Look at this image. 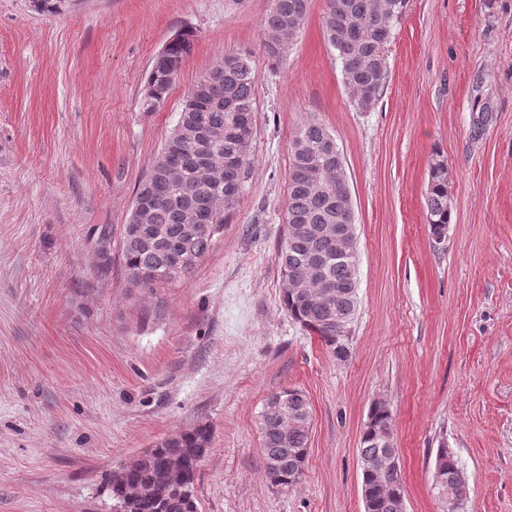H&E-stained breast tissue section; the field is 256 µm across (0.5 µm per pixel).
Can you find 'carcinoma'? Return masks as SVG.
Listing matches in <instances>:
<instances>
[{"label":"carcinoma","mask_w":512,"mask_h":512,"mask_svg":"<svg viewBox=\"0 0 512 512\" xmlns=\"http://www.w3.org/2000/svg\"><path fill=\"white\" fill-rule=\"evenodd\" d=\"M309 6L310 0H272L262 27L264 32L280 33L282 37L273 46L264 44L271 67L284 64L288 49L304 26ZM406 7L407 0H328L322 17L324 37L336 52L352 103L363 112L375 105L385 86V49ZM193 46L192 32L177 34L166 55L152 61L146 85L167 95L171 87L167 80L168 58L184 61ZM257 80L250 55L235 53L224 57L188 95L175 128L137 187L139 193L151 186L164 189L162 200L151 209L148 223L137 224L132 217L124 228L121 256L132 286H138L137 275L152 286L180 278L209 253L215 237L223 234L224 213L236 207L252 170ZM201 126L223 133L215 160L238 157L243 162L240 168L224 170V183L218 189L207 182L205 172L198 165L201 145L195 142V134ZM173 154L182 160V180L178 183L169 181L165 168ZM327 157L338 167L344 165V153L324 125L317 121L302 124L292 141L287 226L275 260L286 284L283 305L288 314L306 331L320 336L341 360L348 357L350 347L348 341L336 339V316L355 319L359 306L358 283L352 281L347 261L334 258L326 268V275L342 289L330 299L318 297L316 290L324 287V283L307 257L311 247L322 253L328 251V228L355 219L351 191L336 183L318 191L308 179L310 167ZM425 209L431 235L435 238L444 235L451 211L448 167L441 159L430 165ZM175 252L189 256L193 263L178 272L173 270ZM259 426L266 459L273 455L286 457L288 453L284 449L309 445L305 432L289 435L286 443H277L273 420L264 413L260 414ZM210 442L211 429L201 424L162 438L131 458L121 472L109 473L105 490L117 512H198L193 489ZM359 453L363 459L380 463L386 449L364 434ZM437 461L443 469L441 489L457 496L459 512H465L469 487L462 481L463 473L455 455L447 448H440ZM265 472L272 484L282 488L292 487L304 475V470L293 460L275 469L267 466ZM361 477L373 489V512H399L403 488L401 469L383 468L376 475L364 471Z\"/></svg>","instance_id":"carcinoma-1"}]
</instances>
